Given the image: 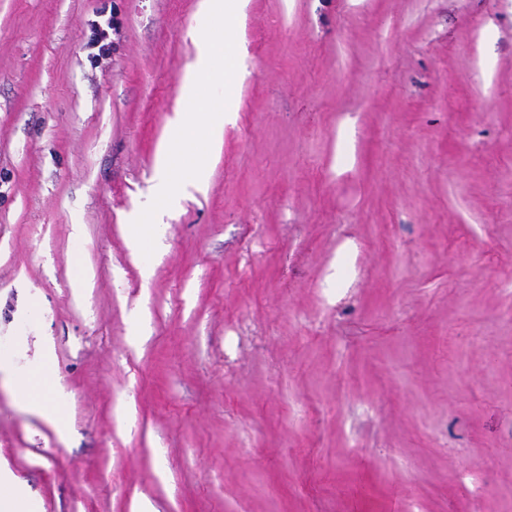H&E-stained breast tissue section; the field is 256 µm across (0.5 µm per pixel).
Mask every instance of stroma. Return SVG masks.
I'll list each match as a JSON object with an SVG mask.
<instances>
[{"label": "stroma", "instance_id": "35a3bbf8", "mask_svg": "<svg viewBox=\"0 0 512 512\" xmlns=\"http://www.w3.org/2000/svg\"><path fill=\"white\" fill-rule=\"evenodd\" d=\"M199 3L0 0V474L40 512H512V0H239L146 279L122 217ZM45 336L63 432L17 390ZM92 27L93 37L86 44V47L91 50V52H89V57L93 62L96 63L99 62V60L109 56L112 45V42L109 40V30L116 31L118 24L114 17L110 16L103 23L94 21ZM92 50H97V52Z\"/></svg>", "mask_w": 512, "mask_h": 512}]
</instances>
